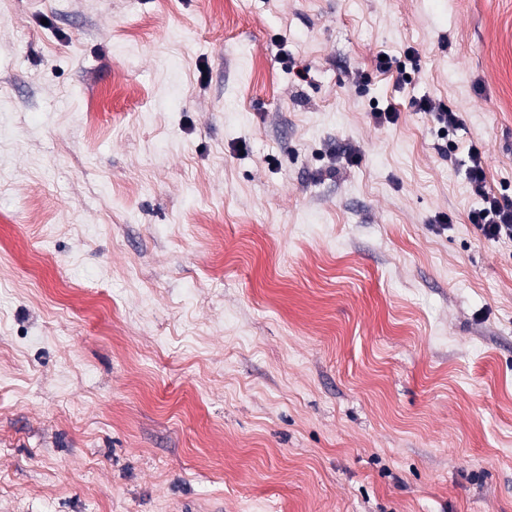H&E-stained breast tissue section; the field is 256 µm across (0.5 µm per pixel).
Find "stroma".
Here are the masks:
<instances>
[{"label": "stroma", "mask_w": 512, "mask_h": 512, "mask_svg": "<svg viewBox=\"0 0 512 512\" xmlns=\"http://www.w3.org/2000/svg\"><path fill=\"white\" fill-rule=\"evenodd\" d=\"M472 146L512 0H0V512H512ZM411 108L417 112H432L434 108L432 104L425 99L412 100L410 102ZM434 121L441 126V130L448 134L450 129H457L460 125V119L455 112L451 110L442 112H432Z\"/></svg>", "instance_id": "35a3bbf8"}]
</instances>
